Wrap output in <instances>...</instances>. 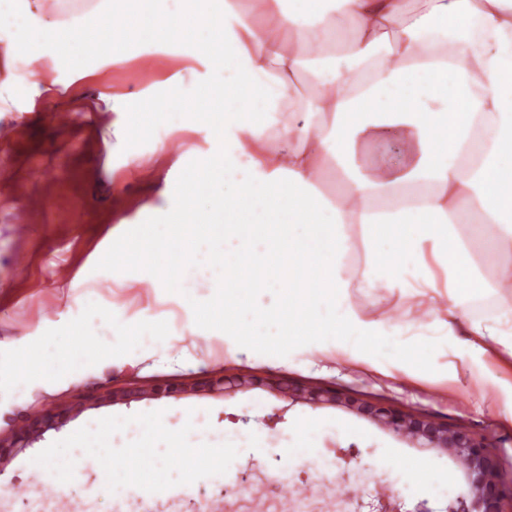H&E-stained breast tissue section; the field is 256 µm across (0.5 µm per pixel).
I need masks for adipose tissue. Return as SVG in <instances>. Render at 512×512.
<instances>
[{"label":"adipose tissue","mask_w":512,"mask_h":512,"mask_svg":"<svg viewBox=\"0 0 512 512\" xmlns=\"http://www.w3.org/2000/svg\"><path fill=\"white\" fill-rule=\"evenodd\" d=\"M193 3L220 22L219 43L185 41L175 55L210 62L214 89L246 83L267 114L250 125L224 102L210 162L233 173L225 204L328 230L318 246L335 315L318 316L311 289L296 293L307 349L400 369L416 347L386 351L390 337L432 332L447 337L457 375L500 350L512 357V0ZM391 130L406 142L404 164L363 162L361 145ZM488 262L494 274L482 272ZM352 288L414 304L397 318L358 309ZM190 312V337L207 341L209 359L242 352ZM457 317L470 339H458ZM113 341L91 352L97 367L148 363L175 339Z\"/></svg>","instance_id":"ef3b65f1"}]
</instances>
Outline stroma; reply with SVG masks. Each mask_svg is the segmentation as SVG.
I'll use <instances>...</instances> for the list:
<instances>
[{"instance_id":"stroma-1","label":"stroma","mask_w":512,"mask_h":512,"mask_svg":"<svg viewBox=\"0 0 512 512\" xmlns=\"http://www.w3.org/2000/svg\"><path fill=\"white\" fill-rule=\"evenodd\" d=\"M66 0H14L11 11L0 14V436L24 427L29 417L64 407L80 395H102L125 386L191 382L212 374L229 377L283 378L308 387H336L358 399L394 406L425 416L452 429H465L483 439L491 453L512 463V426L491 415L493 381L512 380V358L489 356L472 373L448 380L444 343L427 337L429 372L414 377L396 370L383 375L355 365L341 356L313 361L299 350L285 364H273L250 351L220 363H187L180 348L156 352L149 371L124 365L94 368L86 351L102 327L151 342L157 325L175 335L187 333L189 317L181 294L120 288L108 271L96 264L112 244L146 218L168 211L159 177L177 179L192 160L203 158L211 146L205 115L187 111L179 98L168 95V80L201 85L211 79L209 67L177 56H158L154 69L141 73L137 63L112 65V28L100 14L90 13L91 45L77 46L65 55L56 44L25 40L29 25L52 24L68 35L63 13ZM118 95L135 115L121 130L111 105L100 104L90 118L75 116L68 132L54 121L58 112L74 113L82 103L95 101L99 92ZM168 99L166 112L152 104ZM166 137L179 141L176 154L158 151ZM141 156L138 169L127 166ZM34 204L26 235L16 232V218L25 204ZM26 256L18 269L15 260ZM66 266L68 280L56 271ZM120 311H113V304ZM47 336L49 352L68 350V366L82 375L59 396L46 395L38 377L20 379L30 360L28 337ZM201 422L203 438H232L230 463L224 482L213 485L202 478L208 461L181 457V470L169 471L164 448H147L138 469H124L117 456L135 426L153 422L164 434L183 440L191 422ZM317 424L312 451L289 455L301 428ZM394 453L401 463L421 462L429 467L430 489L403 485L395 497L372 496L374 478L382 476L381 459ZM81 456L72 470L66 460ZM334 456L336 470L356 499L349 512H379L393 503L397 512H447L457 497L467 495L469 481L460 463L437 448H417L369 419L339 407L291 403L265 388H243L236 393L143 399L83 411L63 426L47 430L40 439L0 468V512H26L23 489L48 486L73 503H93L96 512H111L105 485L123 481L135 496L129 512H201L212 503H225V512H291L267 481L270 472L289 467L300 486L313 481L332 482L335 472L323 471L324 456ZM169 471L163 484L141 482L144 474Z\"/></svg>"}]
</instances>
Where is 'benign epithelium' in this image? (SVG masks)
<instances>
[{"instance_id": "1", "label": "benign epithelium", "mask_w": 512, "mask_h": 512, "mask_svg": "<svg viewBox=\"0 0 512 512\" xmlns=\"http://www.w3.org/2000/svg\"><path fill=\"white\" fill-rule=\"evenodd\" d=\"M246 383L255 385L257 381L252 379L246 382L239 378L218 376L203 383V386L209 391L219 390L226 395ZM273 390L293 402L302 401L316 407L337 405L354 410L393 434L410 440L419 448H440L464 463L470 484V499L457 500V503L448 507V512H500L502 497L507 493L512 495V472L507 471L498 458L490 455L487 445L464 429L451 431L434 422L408 416L398 409L344 397L331 388L312 390L279 384ZM171 393L173 388L167 385H159L149 391L132 388L98 396L94 398V403L101 405L130 399L159 398ZM81 411L82 408L72 405L63 413L44 412L33 417L25 430L7 439L0 437V458L12 457L27 447L32 439L61 423L63 418L75 416Z\"/></svg>"}]
</instances>
